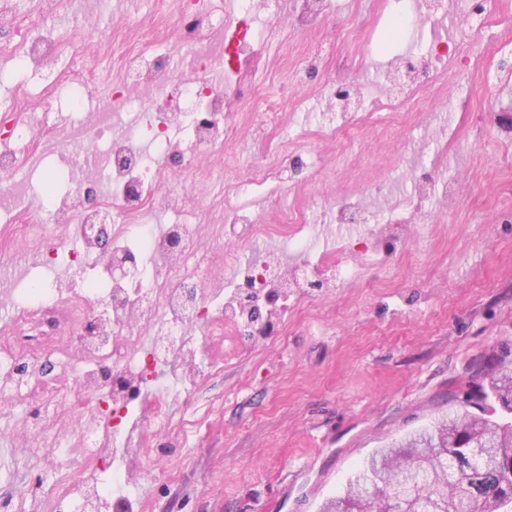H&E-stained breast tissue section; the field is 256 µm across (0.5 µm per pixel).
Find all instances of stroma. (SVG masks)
<instances>
[{
  "label": "stroma",
  "mask_w": 512,
  "mask_h": 512,
  "mask_svg": "<svg viewBox=\"0 0 512 512\" xmlns=\"http://www.w3.org/2000/svg\"><path fill=\"white\" fill-rule=\"evenodd\" d=\"M31 30L51 29L71 39L91 31L99 44L79 60L61 58L97 72L92 98L119 80L121 68L106 39L112 33L136 42V30L151 28L159 13H175L177 0H14ZM346 17L332 16L319 34L330 52L326 64L356 84L374 77L354 62L367 38L344 41L342 23L371 22L381 0H344ZM270 37L251 78L267 82L269 70L304 38L280 18H268ZM472 94L470 113L447 155L434 147L456 122L458 97ZM512 111V78L495 99L482 98L480 79L449 71L446 92L424 113L416 128L399 137H367L355 152L395 159L373 174L388 183L387 206L399 203L415 177L456 176L462 184L458 206L441 212L428 203L416 213L407 239L381 241L361 281L327 293L313 291L288 308L286 333L247 338L243 353L204 375L187 397L175 400V420L193 417L190 435L172 434L149 462L150 474L130 489L133 512H320L354 475L358 465L387 441L423 428L449 411L448 393L463 373L502 346L512 347V224L499 221L512 210V186L502 187L495 204L484 202L475 175L497 179L512 169V131L500 116ZM320 163L336 175L328 184H303L283 192L281 206L298 197L314 199L310 217L317 231L307 254L295 253L273 237L241 245L242 260L277 250L297 264L336 252L351 230L329 214L349 190L348 158L334 144L315 147ZM26 413L0 407V462L10 481H0V498L14 485L40 478L58 480L51 470L34 472L19 451L12 429Z\"/></svg>",
  "instance_id": "35a3bbf8"
}]
</instances>
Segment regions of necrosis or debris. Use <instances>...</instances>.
Instances as JSON below:
<instances>
[{
    "instance_id": "obj_1",
    "label": "necrosis or debris",
    "mask_w": 512,
    "mask_h": 512,
    "mask_svg": "<svg viewBox=\"0 0 512 512\" xmlns=\"http://www.w3.org/2000/svg\"><path fill=\"white\" fill-rule=\"evenodd\" d=\"M253 0H238L243 17L228 27L215 0H186L175 15L161 16L159 25L176 29L184 43L201 47L195 76L173 71L167 52L124 47L121 81L131 93L124 101L132 129L128 135L109 134L108 121L88 122L80 113L92 79L87 71L48 72L47 92L68 90L63 106L43 113L39 123L0 124V210L9 215L0 227V251L17 242L36 239L42 251L39 274L12 290L11 328L0 336V402L30 406L29 416L14 427L32 467L52 468L62 479L53 497L33 494L21 484L20 499L37 498L42 512H58L74 498L78 512H96L111 488L144 479V472L113 471L106 480L95 472L112 455L149 461L175 424L171 403L196 387L203 370L222 367L242 348L241 336L250 328L251 303L264 302V336H280L285 321L271 296L291 288H308L313 278L329 277L333 286L358 278L368 265L371 242L359 234L347 239L341 253L318 258L311 269L285 268L269 255L245 263L239 248L265 237L286 238L290 247L307 249L312 226L301 206L282 208L275 200L297 182L315 180L319 165L306 144L333 140L341 146L360 142L369 131L397 136L408 130L429 105L428 91L441 84L447 66L471 62L469 47L456 39H437L419 49L422 32L446 14H466L476 37L496 28V14L485 0H397L377 39L361 59L367 67L377 59L379 89L357 92L347 100L337 94L347 83L342 75L321 69L322 46L313 34L320 30L335 0H294L287 20L306 32V40L284 64L294 85L318 77V86L331 105L310 128L294 127L281 103L249 80L257 63V46L267 30L252 11ZM0 51L13 56L20 71L59 58L63 41L53 32H30L13 0H0ZM168 74L159 88L155 78ZM273 119L287 129L277 154L261 162L244 163L224 152L227 142L250 134L264 142L265 131L254 126L250 113ZM53 138L59 153L79 172L59 187L53 163L34 170L25 165L42 141ZM188 154L178 166L157 164V157ZM24 172L29 186L48 198L54 222L66 225V238H57L48 225L37 223L29 208L19 206L10 178ZM218 178L224 182V231L220 239L202 240L186 222L154 225L157 197L178 209L192 205L191 191ZM111 194L102 191L103 181ZM265 194L271 219L258 223L249 198ZM455 179L435 181L420 176L402 204L376 219L359 197L337 202V224H372L384 238H404L414 213L430 200L442 209L457 203ZM112 243L104 252L102 239ZM131 258L124 273L113 272L109 254ZM238 273V289L212 293L216 266L213 255ZM87 272L81 288L56 274L60 260ZM150 340H143L144 331ZM224 341L223 359H209L204 341ZM171 364L177 384L151 396L141 385L157 365ZM64 428L65 444L50 442L52 428Z\"/></svg>"
}]
</instances>
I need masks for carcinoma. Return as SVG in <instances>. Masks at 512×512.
Returning <instances> with one entry per match:
<instances>
[{
    "label": "carcinoma",
    "mask_w": 512,
    "mask_h": 512,
    "mask_svg": "<svg viewBox=\"0 0 512 512\" xmlns=\"http://www.w3.org/2000/svg\"><path fill=\"white\" fill-rule=\"evenodd\" d=\"M455 409L376 449L321 512H512V348L448 392Z\"/></svg>",
    "instance_id": "obj_1"
}]
</instances>
